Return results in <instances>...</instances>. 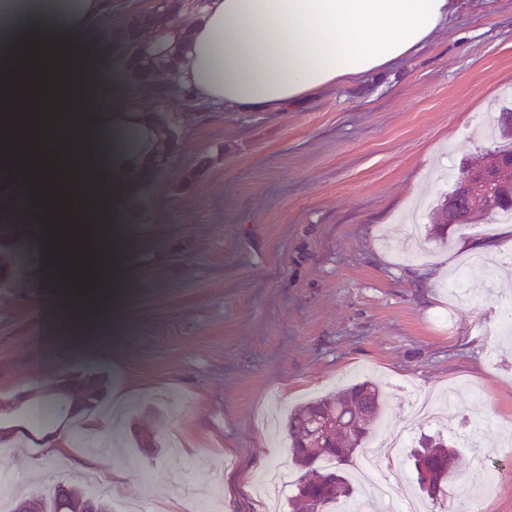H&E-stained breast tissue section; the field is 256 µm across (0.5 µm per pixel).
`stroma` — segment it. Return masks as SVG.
Wrapping results in <instances>:
<instances>
[{"label":"stroma","mask_w":512,"mask_h":512,"mask_svg":"<svg viewBox=\"0 0 512 512\" xmlns=\"http://www.w3.org/2000/svg\"><path fill=\"white\" fill-rule=\"evenodd\" d=\"M140 18L102 0L88 17L85 51L98 64L92 96L133 155L100 162L142 170L127 228L121 294L85 352L92 326L48 349L55 318L42 306L67 270L47 246L44 211L0 179V473L15 493L83 477L26 431L17 407L45 409L46 432L66 434L73 410L94 411L124 387L120 427L99 428L121 449L100 457L99 478L134 459L113 503H182L222 476L221 512H253L236 490L282 465L296 469L285 423L298 405L364 380L388 399L385 423L411 430L391 481L396 502L419 489L411 451L437 422H411L418 399L460 384L452 413L466 443L461 475L497 467L478 512H512V290L461 240L487 233L452 226L431 238L426 202L451 190L473 156L494 149L479 129L496 124L512 89V0H461L447 29L379 79L328 90L292 112L209 109L179 121L180 103L137 81L133 109H112L116 50L132 49ZM165 109L178 133L155 145L141 116ZM41 458L31 472V458Z\"/></svg>","instance_id":"stroma-1"}]
</instances>
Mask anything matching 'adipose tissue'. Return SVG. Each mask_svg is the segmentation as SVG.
<instances>
[{
	"mask_svg": "<svg viewBox=\"0 0 512 512\" xmlns=\"http://www.w3.org/2000/svg\"><path fill=\"white\" fill-rule=\"evenodd\" d=\"M457 0H203L189 26H169L175 85L203 106L287 112L339 84L401 65L446 29ZM96 0H0V23L39 19L0 66V140L25 145V173L54 219L51 246L76 274L53 291L56 338L73 321L108 318L98 298L117 287L121 256L108 223H121L142 176L77 172L64 154H91L90 65L83 22Z\"/></svg>",
	"mask_w": 512,
	"mask_h": 512,
	"instance_id": "ef3b65f1",
	"label": "adipose tissue"
}]
</instances>
